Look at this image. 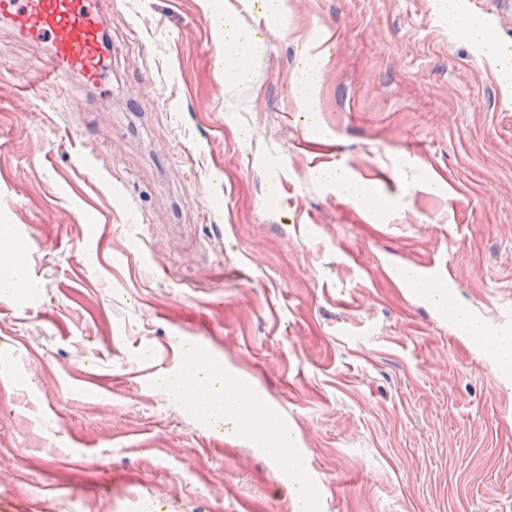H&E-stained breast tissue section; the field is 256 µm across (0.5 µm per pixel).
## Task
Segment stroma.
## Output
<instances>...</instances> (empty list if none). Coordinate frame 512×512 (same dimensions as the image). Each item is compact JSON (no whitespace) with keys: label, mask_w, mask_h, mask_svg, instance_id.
Segmentation results:
<instances>
[{"label":"stroma","mask_w":512,"mask_h":512,"mask_svg":"<svg viewBox=\"0 0 512 512\" xmlns=\"http://www.w3.org/2000/svg\"><path fill=\"white\" fill-rule=\"evenodd\" d=\"M261 2L103 0L106 95L74 76L21 98L45 50L0 29V229L26 226L39 291L0 298V512H294L259 450L141 382L144 349L162 377L195 334L280 403L320 512H512V395L384 276L443 258L461 301L512 298V83L436 0ZM464 5L512 44V0ZM228 14L256 45L240 85ZM310 59L315 120L292 83ZM316 129L336 147L304 148ZM336 164L390 211L315 178Z\"/></svg>","instance_id":"stroma-1"}]
</instances>
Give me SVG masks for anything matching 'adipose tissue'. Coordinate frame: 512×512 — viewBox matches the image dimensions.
Wrapping results in <instances>:
<instances>
[{"label":"adipose tissue","instance_id":"1","mask_svg":"<svg viewBox=\"0 0 512 512\" xmlns=\"http://www.w3.org/2000/svg\"><path fill=\"white\" fill-rule=\"evenodd\" d=\"M437 8L447 17L449 27L473 47L478 61L487 62L501 74L512 76V49L490 44V26L485 19L464 14L462 0H437ZM315 177L335 186L338 195L353 203L370 206V188L345 166L339 164L318 170ZM163 383L165 389L178 393L194 391L200 415L221 423L225 430L245 440L255 435L266 438L269 443L267 452L274 461H282L293 442L291 433L275 426L250 395L225 375L219 362L189 364L181 374L164 377Z\"/></svg>","mask_w":512,"mask_h":512}]
</instances>
